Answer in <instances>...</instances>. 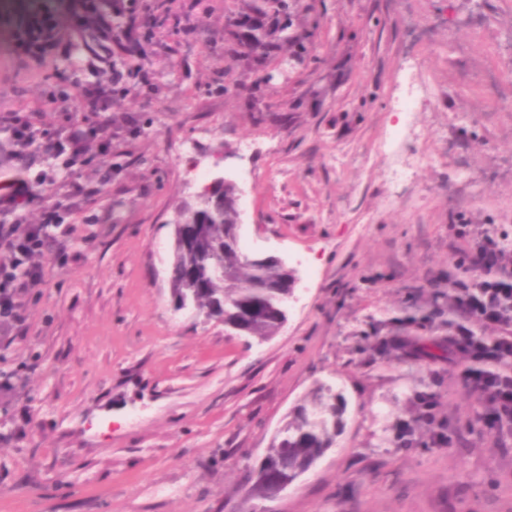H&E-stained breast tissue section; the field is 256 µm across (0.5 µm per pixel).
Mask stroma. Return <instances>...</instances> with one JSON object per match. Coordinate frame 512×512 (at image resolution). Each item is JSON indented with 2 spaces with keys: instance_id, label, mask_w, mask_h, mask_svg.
Here are the masks:
<instances>
[{
  "instance_id": "obj_1",
  "label": "stroma",
  "mask_w": 512,
  "mask_h": 512,
  "mask_svg": "<svg viewBox=\"0 0 512 512\" xmlns=\"http://www.w3.org/2000/svg\"><path fill=\"white\" fill-rule=\"evenodd\" d=\"M86 2L0 8V113L36 108L51 83L84 87L68 39L40 50L21 31L72 25ZM252 5L140 2L189 27L152 28L150 78L113 93L112 154L82 174L100 193L68 218L71 259L47 265L0 334L16 383L0 390V512H512V435L475 427L481 407L443 350L425 357L448 338L431 298L448 290L457 226L512 237V82L485 81L512 73V0H294L268 12L278 45L260 65L233 25ZM410 62L435 94L399 150L428 160L392 200L383 142ZM201 161L238 187L252 174L240 243L296 279L267 340L174 307L172 221ZM61 167L39 143L21 167L2 150L0 188ZM323 384L344 402L332 447L277 497L247 499ZM430 391L433 424L401 445ZM444 428L452 446L431 447Z\"/></svg>"
}]
</instances>
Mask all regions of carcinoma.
<instances>
[{
    "label": "carcinoma",
    "instance_id": "cac0c4a2",
    "mask_svg": "<svg viewBox=\"0 0 512 512\" xmlns=\"http://www.w3.org/2000/svg\"><path fill=\"white\" fill-rule=\"evenodd\" d=\"M124 17L123 0H97L91 9L77 15L71 27L52 30L47 37L66 36L73 41L77 55L95 54L104 48L102 38L123 29ZM178 216L199 223L200 231L196 239L174 246L172 267L193 263L211 282V288L201 292L175 278L171 282L175 303L187 297L199 313L224 322L227 328L260 340L275 335L285 319L287 289L282 284L289 273L276 260L253 258L241 250L235 186L224 184L216 197L198 195ZM484 276V272L471 275L467 259L454 257L448 270V300L454 301L455 286L462 279L477 283ZM334 399L331 389L322 390L313 408H301L285 425L268 451L266 481H251V496L266 498L273 487L292 483L331 447L342 414Z\"/></svg>",
    "mask_w": 512,
    "mask_h": 512
}]
</instances>
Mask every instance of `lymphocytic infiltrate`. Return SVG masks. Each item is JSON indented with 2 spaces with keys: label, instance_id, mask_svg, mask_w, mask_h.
Listing matches in <instances>:
<instances>
[{
  "label": "lymphocytic infiltrate",
  "instance_id": "obj_1",
  "mask_svg": "<svg viewBox=\"0 0 512 512\" xmlns=\"http://www.w3.org/2000/svg\"><path fill=\"white\" fill-rule=\"evenodd\" d=\"M105 93L96 87L84 89L80 100L81 121H67L47 141L51 155L68 154L65 174L56 190L61 199L47 202L45 195L30 188L0 194V330H10L22 321L27 294L45 281L37 259L59 251L75 227L65 223L67 200L89 204L94 193L77 177L78 169L91 166L97 157L111 153L112 138L101 119ZM40 203L42 220L25 224L17 219L21 205ZM465 254L473 272L489 270L479 290L461 282L459 309L485 325L498 329V336H476L466 324H456L448 335V353L461 360L457 383L475 395L482 407L477 418L487 433L512 432V260L493 239L468 244Z\"/></svg>",
  "mask_w": 512,
  "mask_h": 512
}]
</instances>
